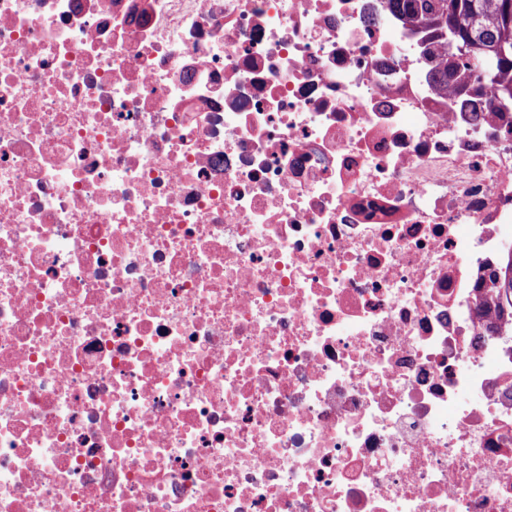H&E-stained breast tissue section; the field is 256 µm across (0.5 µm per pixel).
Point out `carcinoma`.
Masks as SVG:
<instances>
[{"mask_svg":"<svg viewBox=\"0 0 512 512\" xmlns=\"http://www.w3.org/2000/svg\"><path fill=\"white\" fill-rule=\"evenodd\" d=\"M399 15L424 25L443 46L429 51L431 72L441 88L477 94L483 81L492 86L502 112L512 113V23L505 22V5L512 0H389ZM471 45L484 60L475 72L460 48ZM486 305L497 314L512 315V254L502 275L489 278Z\"/></svg>","mask_w":512,"mask_h":512,"instance_id":"1","label":"carcinoma"}]
</instances>
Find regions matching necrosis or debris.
Segmentation results:
<instances>
[{
    "label": "necrosis or debris",
    "mask_w": 512,
    "mask_h": 512,
    "mask_svg": "<svg viewBox=\"0 0 512 512\" xmlns=\"http://www.w3.org/2000/svg\"><path fill=\"white\" fill-rule=\"evenodd\" d=\"M388 0H0V512H512V114ZM502 277L496 273L490 275L489 290L491 296L487 297V307H493L500 316L509 315L512 319V253L508 255L507 264L503 267Z\"/></svg>",
    "instance_id": "obj_1"
}]
</instances>
